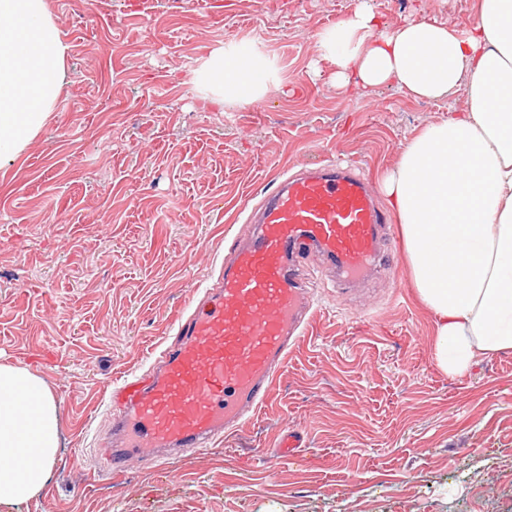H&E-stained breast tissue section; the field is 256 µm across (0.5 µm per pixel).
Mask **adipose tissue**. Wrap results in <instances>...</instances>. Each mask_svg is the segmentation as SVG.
I'll return each instance as SVG.
<instances>
[{"label":"adipose tissue","mask_w":512,"mask_h":512,"mask_svg":"<svg viewBox=\"0 0 512 512\" xmlns=\"http://www.w3.org/2000/svg\"><path fill=\"white\" fill-rule=\"evenodd\" d=\"M69 46L46 0H0V162L39 132L63 86ZM316 70L336 88L393 86L415 99L467 85L468 107L426 125L381 181L413 286L435 321L437 367L461 375L479 356L512 352V0H478L458 30L386 19L366 0L319 37ZM261 61L217 48L193 72L200 100L251 102L267 89ZM58 405L27 368L0 364V502L47 483Z\"/></svg>","instance_id":"obj_1"}]
</instances>
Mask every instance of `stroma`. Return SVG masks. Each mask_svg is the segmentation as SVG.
<instances>
[{"mask_svg": "<svg viewBox=\"0 0 512 512\" xmlns=\"http://www.w3.org/2000/svg\"><path fill=\"white\" fill-rule=\"evenodd\" d=\"M363 0H48L70 45L44 127L0 163V362L52 388L62 446L47 485L0 512H512V353L452 376L433 358L399 234L361 289L302 253L313 302L268 404L207 449L107 471L113 382L148 370L168 325L216 280L278 176L343 159L371 184L425 125L467 105L314 73L317 34ZM454 28L477 0H365ZM246 43L275 85L202 111L191 71ZM302 437L278 457L288 431Z\"/></svg>", "mask_w": 512, "mask_h": 512, "instance_id": "1", "label": "stroma"}]
</instances>
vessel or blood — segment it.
I'll list each match as a JSON object with an SVG mask.
<instances>
[{
    "label": "vessel or blood",
    "instance_id": "vessel-or-blood-1",
    "mask_svg": "<svg viewBox=\"0 0 512 512\" xmlns=\"http://www.w3.org/2000/svg\"><path fill=\"white\" fill-rule=\"evenodd\" d=\"M376 192L347 168L319 166L281 180L265 199L251 239L220 278L177 318L173 341L145 374L113 387L114 448L120 473L138 460L209 447L268 402L291 349L308 333L312 303L292 259L322 256L346 282L376 262L389 218Z\"/></svg>",
    "mask_w": 512,
    "mask_h": 512
}]
</instances>
